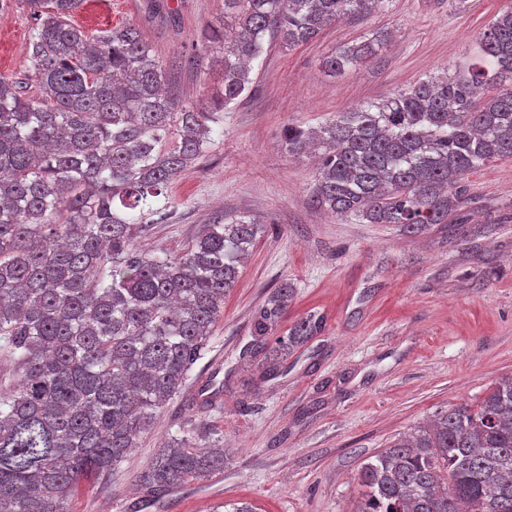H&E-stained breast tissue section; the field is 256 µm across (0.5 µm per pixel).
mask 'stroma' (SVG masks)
<instances>
[{
    "label": "stroma",
    "instance_id": "obj_1",
    "mask_svg": "<svg viewBox=\"0 0 512 512\" xmlns=\"http://www.w3.org/2000/svg\"><path fill=\"white\" fill-rule=\"evenodd\" d=\"M85 0L72 21L87 34L135 25L156 47L180 99L224 109V128L164 194L170 221L152 225L140 249L180 253L209 218L246 215L263 224L224 298L206 352L180 394L108 482L81 484L70 512H137L135 476L170 435L224 439V468L170 491L147 512H211L219 502L256 512H357L363 463L433 414L477 404L512 376V158L472 171L468 202L415 236L392 224L340 219L311 201L312 154L281 141L291 124L318 126L341 112L454 71L512 0H383L288 49L271 42L251 63L244 97L222 105L224 45L207 38L224 0ZM34 20L25 0L0 14V75L21 77ZM376 56L347 72L324 61L379 31ZM295 296L269 332L286 336L307 312L321 332L277 375L251 353L255 317L282 281Z\"/></svg>",
    "mask_w": 512,
    "mask_h": 512
}]
</instances>
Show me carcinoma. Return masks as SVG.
Wrapping results in <instances>:
<instances>
[{
  "mask_svg": "<svg viewBox=\"0 0 512 512\" xmlns=\"http://www.w3.org/2000/svg\"><path fill=\"white\" fill-rule=\"evenodd\" d=\"M34 19L22 78L0 76V340L16 383L0 394V512H66L83 478L104 479L153 427L202 358L262 225L244 215L201 227L175 255L136 246L154 199L211 144L224 113L181 103L154 46L133 25L90 37L85 0H25ZM382 0H224L223 105L250 88L270 36L290 48ZM343 47L342 72L375 55ZM290 154L316 152L314 195L339 218L417 234L466 202L467 175L512 157V10L492 20L473 61L317 127L287 126ZM295 294L284 281L254 335ZM323 316L257 346L275 372ZM171 436L137 474L146 509L224 468V444ZM360 512H512V376L474 406L440 411L358 472Z\"/></svg>",
  "mask_w": 512,
  "mask_h": 512,
  "instance_id": "cac0c4a2",
  "label": "carcinoma"
}]
</instances>
